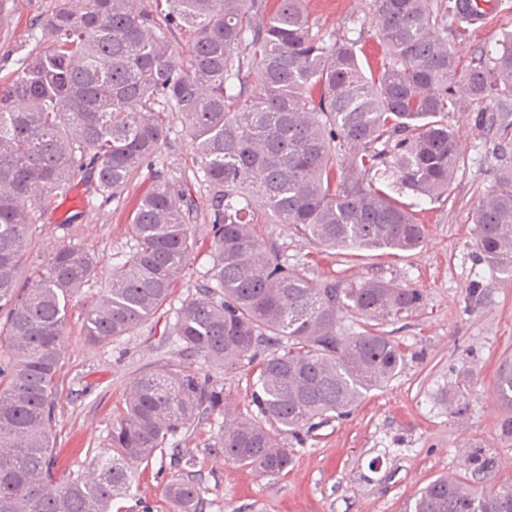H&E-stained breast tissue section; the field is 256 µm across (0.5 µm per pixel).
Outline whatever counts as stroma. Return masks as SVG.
I'll list each match as a JSON object with an SVG mask.
<instances>
[{"mask_svg":"<svg viewBox=\"0 0 512 512\" xmlns=\"http://www.w3.org/2000/svg\"><path fill=\"white\" fill-rule=\"evenodd\" d=\"M52 2L0 0V84L11 80L19 59L44 48L37 23ZM497 2L484 31L449 19L448 45L461 66L495 56L499 41L512 33V0ZM308 8L324 31L356 41L362 65L379 66L372 0H309ZM481 112L512 122V95L484 102L465 97L449 113L461 163L447 200L418 202L412 194L400 196L401 202L418 203L422 210L426 239L416 251L345 256L310 244L292 226L270 223L264 212L254 217L260 233L282 245L289 262L308 265L313 282L333 279L345 287L381 278L420 292L416 309L384 326L405 353L398 374L349 415L331 413L301 437H280L292 463L279 475L224 461L213 449L224 430V416H205L138 466L132 492L114 502L115 512H164L161 489L178 474L170 459L176 448L195 460L191 473L203 489V512H404L430 480L467 476L465 451L472 444L495 461L489 483L512 481V411L501 405L494 389L499 365L512 362V279L479 260L471 222L472 208L492 184L501 158L512 161V133L504 137L498 128L479 124ZM192 155L185 126L172 120L152 169L142 171L121 202L102 201L92 183L83 181L70 196L51 198L38 223L33 261L67 245L82 247L98 260L95 276L72 303L64 337L54 427V453L62 461L57 479L91 474L93 457L107 442L130 381L167 363L184 362L223 388L224 400L238 418L256 412L251 403L254 367L228 373L186 355L174 331L179 308L196 296L214 265L211 226L204 215L193 222L198 244L188 268L152 321L129 335L95 344L81 330L84 310L130 248L127 216L150 189L153 172L191 177Z\"/></svg>","mask_w":512,"mask_h":512,"instance_id":"1","label":"stroma"}]
</instances>
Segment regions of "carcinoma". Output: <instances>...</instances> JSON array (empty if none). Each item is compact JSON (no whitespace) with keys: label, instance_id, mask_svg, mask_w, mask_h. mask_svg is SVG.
Returning <instances> with one entry per match:
<instances>
[{"label":"carcinoma","instance_id":"obj_1","mask_svg":"<svg viewBox=\"0 0 512 512\" xmlns=\"http://www.w3.org/2000/svg\"><path fill=\"white\" fill-rule=\"evenodd\" d=\"M56 0L39 28L46 50L19 60L0 90V512H112L130 494L132 467L168 437L215 412L224 391L185 364L130 382L89 480L56 481L52 424L63 336L73 297L94 277L95 256L67 246L41 264L40 286L18 293L35 226L48 197L96 175L94 190L118 201L157 157L180 117L194 151V177L209 188L213 274L183 303L175 333L185 352L226 371L257 364V418L225 427L214 450L268 475L290 466L283 434L300 435L344 414L389 382L405 354L381 326L413 310L420 294L371 279L341 288L312 283L309 269L253 222L263 210L324 250L410 252L425 239L416 205L400 191L441 200L460 167L448 112L461 96L512 92V35L490 62L459 69L448 48V6L436 0H374L384 58L365 75L351 43L326 35L307 0ZM193 31L190 62L175 34ZM350 171L337 170L338 156ZM197 204L183 185L158 178L129 213L133 242L82 318L91 342L133 332L166 303L196 246ZM471 219L475 248L512 277V165ZM350 309L364 331L344 336ZM497 399L512 409V365L496 374ZM474 474L493 471L480 448ZM168 512H201L199 483L178 477L162 490ZM405 512H512V483L482 489L441 476Z\"/></svg>","mask_w":512,"mask_h":512}]
</instances>
